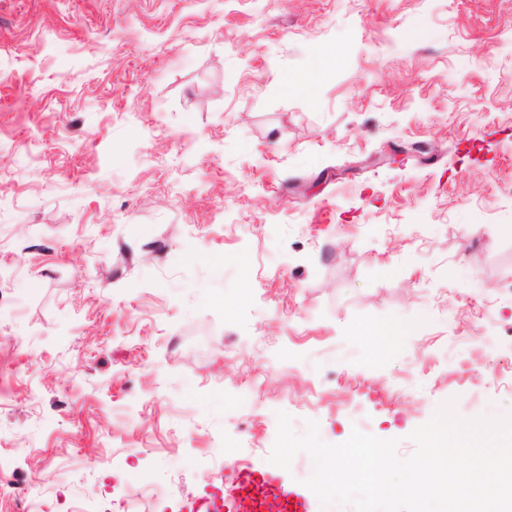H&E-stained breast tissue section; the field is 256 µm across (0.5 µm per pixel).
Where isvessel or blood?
Listing matches in <instances>:
<instances>
[{"instance_id": "obj_1", "label": "vessel or blood", "mask_w": 512, "mask_h": 512, "mask_svg": "<svg viewBox=\"0 0 512 512\" xmlns=\"http://www.w3.org/2000/svg\"><path fill=\"white\" fill-rule=\"evenodd\" d=\"M229 475L236 490L230 510L209 498L193 503L189 512H265L271 501L279 503L282 512H313L308 494L288 486L276 472L259 474L251 467L235 465Z\"/></svg>"}]
</instances>
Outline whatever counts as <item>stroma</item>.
Wrapping results in <instances>:
<instances>
[{"label": "stroma", "mask_w": 512, "mask_h": 512, "mask_svg": "<svg viewBox=\"0 0 512 512\" xmlns=\"http://www.w3.org/2000/svg\"><path fill=\"white\" fill-rule=\"evenodd\" d=\"M0 198V459L45 512L231 495L281 411L403 458L512 411V0H0Z\"/></svg>", "instance_id": "stroma-1"}]
</instances>
